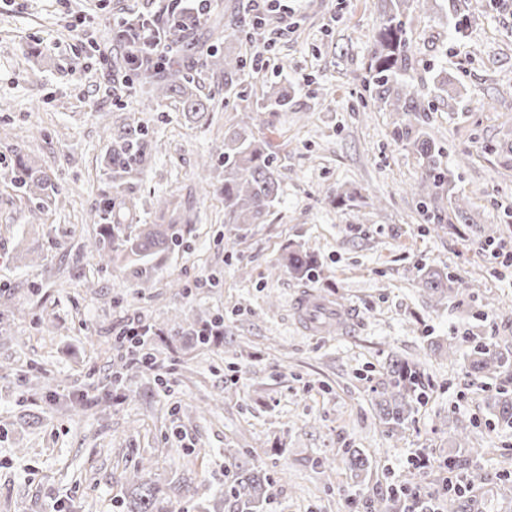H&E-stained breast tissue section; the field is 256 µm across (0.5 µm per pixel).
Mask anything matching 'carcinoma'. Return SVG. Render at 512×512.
I'll return each instance as SVG.
<instances>
[{
  "instance_id": "obj_1",
  "label": "carcinoma",
  "mask_w": 512,
  "mask_h": 512,
  "mask_svg": "<svg viewBox=\"0 0 512 512\" xmlns=\"http://www.w3.org/2000/svg\"><path fill=\"white\" fill-rule=\"evenodd\" d=\"M388 4L376 34L370 63L372 86L370 98L377 108L396 115V130H402L404 117L430 111L411 91L412 51L407 38L406 20L409 0H383ZM470 13L457 8L456 0H449L452 31L464 36ZM243 60L228 51L210 55L208 66L224 74V85L232 82L241 69ZM133 75L147 94L154 98H173L189 123H210L214 110L212 97L201 90L196 76L170 59L162 66H143ZM257 116L244 112L236 124L224 132V223L263 224L279 199V175L274 165L269 144L254 137L252 126ZM421 160L422 175L411 187L419 204L432 216H437L436 201L444 188L451 187L448 169L443 167L442 149L424 131L417 130L409 140ZM158 142L148 138L144 122L139 117L127 116L112 126L110 142L102 156V175L109 188L102 203L90 212L96 225L95 234L79 246V251L90 255L102 269L121 267L139 287L149 288L163 269L167 257L187 243L191 224H137L138 202L133 187L149 166ZM212 158L198 162L197 177L203 191L212 186ZM13 186L22 197L34 204L30 210L35 216L52 204L59 194V186L42 167L28 156L15 161ZM288 271L302 280L317 275L313 254L293 250L283 259ZM422 287L442 304L455 293L457 278L450 273L428 272L420 278ZM220 316L202 312L188 326L194 342L207 346L224 338L215 327ZM463 360L466 373L479 379L489 377L509 364V359L484 343L472 346ZM420 371L418 364L396 356L390 359L386 377L373 389L378 396L381 420L395 430L411 417L413 403L419 400ZM486 404L497 422L512 428V390L505 387L490 392ZM145 462L137 465L128 480V501L122 503L126 512H171L165 491L153 482L139 476ZM238 474L225 493L233 498L232 512H262L269 501V477L262 468L250 461L237 464Z\"/></svg>"
}]
</instances>
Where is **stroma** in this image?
<instances>
[{
	"mask_svg": "<svg viewBox=\"0 0 512 512\" xmlns=\"http://www.w3.org/2000/svg\"><path fill=\"white\" fill-rule=\"evenodd\" d=\"M244 6L220 0L194 31L191 70L215 102L211 124L196 126L136 81L112 91L125 74L112 19L148 13L152 0H0V512H65L72 502L121 512L143 458L145 479L168 489L175 512H198L201 500L229 512L231 448L274 476L264 512H350L380 499L403 512L396 490L408 476L428 490L467 486L456 501L441 499V512H512V429L498 424L462 362L445 356L475 340L512 356V266L484 249L512 243V167L498 153L512 141V0H491L461 38L446 24L445 0L408 12L412 89L431 105L423 127L465 202L457 217L441 201L449 221L440 227L410 193L418 155L393 113L370 100L380 0H280L289 27L279 37L242 26ZM221 49L243 58L229 92L205 66ZM441 72L461 91L455 105L437 97ZM274 86L288 89L287 108H269ZM250 111L254 135L272 146L280 196L267 223L234 230L223 195L199 190L197 162L221 163L225 130ZM131 113L160 145L135 187L137 218L155 222V196L182 201L196 216L188 247L149 288L88 257L55 284L18 252L51 238L69 252L92 233L109 131ZM20 155L62 189L39 221L10 182ZM337 191L346 204L333 201ZM298 248L316 255L315 279L270 274ZM426 267L452 272L464 288L436 304L419 284ZM305 290L344 304L348 323L306 331L293 307ZM198 308L223 315L222 345L175 344L155 369L133 371V398L99 404L128 319L169 327ZM395 355L418 362L422 391L397 431L379 419L372 392ZM206 402L211 410L197 413ZM464 428L472 447L451 450ZM197 448L208 456L195 457ZM348 448L367 462L361 476L348 468ZM417 456L426 468H415ZM323 459L335 472L323 473Z\"/></svg>",
	"mask_w": 512,
	"mask_h": 512,
	"instance_id": "35a3bbf8",
	"label": "stroma"
}]
</instances>
